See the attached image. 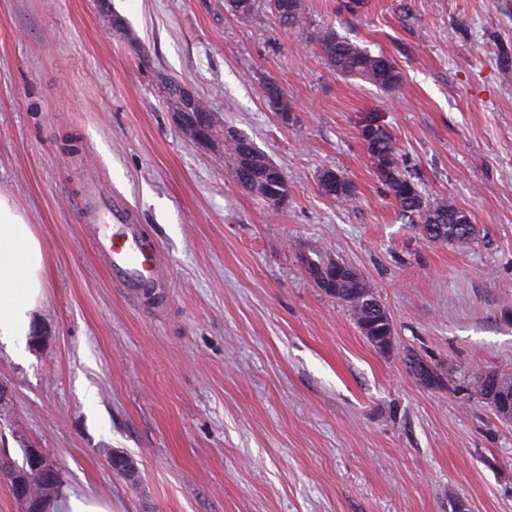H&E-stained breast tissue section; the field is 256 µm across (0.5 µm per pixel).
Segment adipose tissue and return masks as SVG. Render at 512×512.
Instances as JSON below:
<instances>
[{"label":"adipose tissue","instance_id":"ef3b65f1","mask_svg":"<svg viewBox=\"0 0 512 512\" xmlns=\"http://www.w3.org/2000/svg\"><path fill=\"white\" fill-rule=\"evenodd\" d=\"M47 253L35 228L0 192V344L21 354L43 300Z\"/></svg>","mask_w":512,"mask_h":512}]
</instances>
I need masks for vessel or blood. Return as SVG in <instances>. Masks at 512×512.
<instances>
[{
  "label": "vessel or blood",
  "mask_w": 512,
  "mask_h": 512,
  "mask_svg": "<svg viewBox=\"0 0 512 512\" xmlns=\"http://www.w3.org/2000/svg\"><path fill=\"white\" fill-rule=\"evenodd\" d=\"M83 214L96 254L113 283L136 299L155 292L163 279L160 251L156 240L133 223L126 202L93 185Z\"/></svg>",
  "instance_id": "vessel-or-blood-1"
}]
</instances>
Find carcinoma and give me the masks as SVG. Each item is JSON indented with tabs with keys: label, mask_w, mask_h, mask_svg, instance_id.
Here are the masks:
<instances>
[{
	"label": "carcinoma",
	"mask_w": 512,
	"mask_h": 512,
	"mask_svg": "<svg viewBox=\"0 0 512 512\" xmlns=\"http://www.w3.org/2000/svg\"><path fill=\"white\" fill-rule=\"evenodd\" d=\"M241 11L249 21L274 25L298 32L314 41L328 65L341 77H359L382 90L394 88L401 80L400 72L385 55H375L367 48L338 34L330 24L311 26L305 0H266L265 10H259L258 0H240ZM224 133L227 156L224 163L233 180L250 196L267 204L271 197L288 195V180L269 176V157L262 150L253 155L242 152V141L247 136L230 125L216 129ZM361 139L371 164L380 181L394 197L399 215L417 225L432 242L448 245H465L474 239L476 229L467 214L453 203L430 200L420 189L415 174L401 159L395 139L383 126H364ZM326 194L343 204L356 202L352 184L341 174H336V186ZM346 271L330 296L349 308L361 334L373 345L385 350L392 344V320L379 300L377 292L363 277L349 274L353 267L327 256H319L309 263L313 277H328ZM472 395L499 409L500 399L512 405V376L493 372L474 379Z\"/></svg>",
	"instance_id": "cac0c4a2"
}]
</instances>
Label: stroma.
Returning <instances> with one entry per match:
<instances>
[{
  "instance_id": "stroma-1",
  "label": "stroma",
  "mask_w": 512,
  "mask_h": 512,
  "mask_svg": "<svg viewBox=\"0 0 512 512\" xmlns=\"http://www.w3.org/2000/svg\"><path fill=\"white\" fill-rule=\"evenodd\" d=\"M306 0L313 23L388 56L392 90L341 78L304 36L224 0H0V191L48 255L39 339L0 345V458L34 446L112 512H512V421L473 399L512 374V0ZM190 84L283 171L280 208L241 191L174 125L161 81ZM275 81L281 123L263 85ZM385 126L464 246L402 220L360 138ZM342 173L356 205L324 195ZM155 238V301L109 279L83 232L89 184ZM356 267L394 325L381 351L308 262ZM414 351L444 386L423 384ZM136 472L112 470L108 452Z\"/></svg>"
}]
</instances>
